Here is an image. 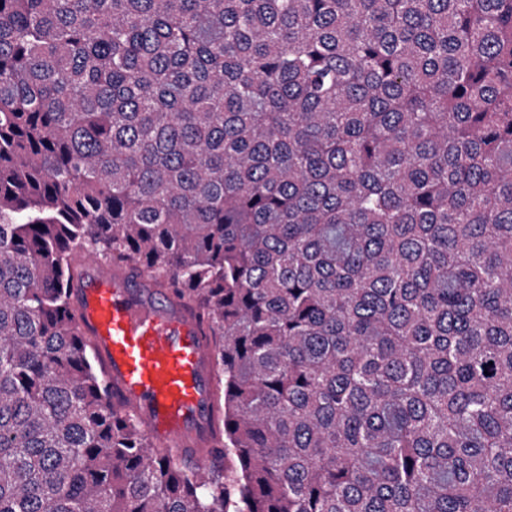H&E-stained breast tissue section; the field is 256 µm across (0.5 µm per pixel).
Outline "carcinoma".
I'll return each instance as SVG.
<instances>
[{
  "instance_id": "cac0c4a2",
  "label": "carcinoma",
  "mask_w": 512,
  "mask_h": 512,
  "mask_svg": "<svg viewBox=\"0 0 512 512\" xmlns=\"http://www.w3.org/2000/svg\"><path fill=\"white\" fill-rule=\"evenodd\" d=\"M78 252L207 324L216 469ZM0 512H512V0H0ZM97 260L84 259L69 302L115 402L144 426L159 455L207 467L218 420L209 336L191 310L158 297L146 276L132 283Z\"/></svg>"
}]
</instances>
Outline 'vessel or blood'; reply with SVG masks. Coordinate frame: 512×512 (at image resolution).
I'll use <instances>...</instances> for the list:
<instances>
[{
  "mask_svg": "<svg viewBox=\"0 0 512 512\" xmlns=\"http://www.w3.org/2000/svg\"><path fill=\"white\" fill-rule=\"evenodd\" d=\"M69 302L115 402L144 426L157 453L207 467L218 420L216 373L195 314L158 297L147 277L130 281L91 258Z\"/></svg>",
  "mask_w": 512,
  "mask_h": 512,
  "instance_id": "obj_1",
  "label": "vessel or blood"
}]
</instances>
